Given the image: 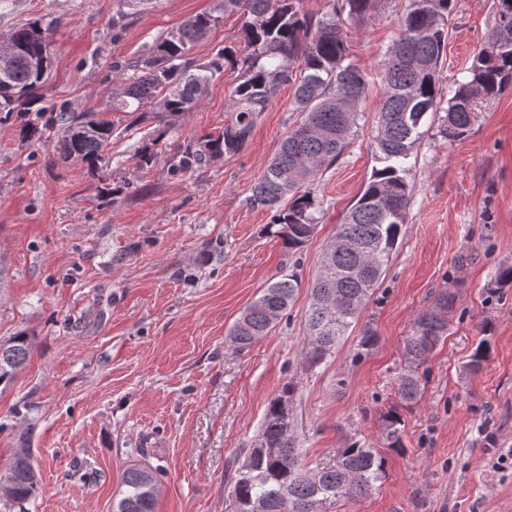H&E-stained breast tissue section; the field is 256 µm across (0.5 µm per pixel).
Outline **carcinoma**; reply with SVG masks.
Masks as SVG:
<instances>
[{
	"label": "carcinoma",
	"mask_w": 512,
	"mask_h": 512,
	"mask_svg": "<svg viewBox=\"0 0 512 512\" xmlns=\"http://www.w3.org/2000/svg\"><path fill=\"white\" fill-rule=\"evenodd\" d=\"M301 0H219L218 11L188 17L160 43L118 69L129 72L115 110L134 114L156 112L171 119L193 111L202 90L228 64L242 70L232 91L234 119L217 136L177 145L170 157L175 172L199 170L209 162L234 154L250 137L259 113L277 97L283 85L292 88L293 111L299 122L279 145L252 187L249 204L273 213L269 227L290 250L313 238L319 223V203L309 183L343 154L357 123V105L370 82L348 53L342 26L345 19L367 13L376 0H334L331 12L317 18L300 8ZM493 0L494 24L474 57L468 75L453 82L447 107L440 106V65L448 41V22L455 0H408L400 34L386 50L381 67L377 160L370 180L337 225L326 247L311 288L306 312L307 336L303 359L313 367L326 361L356 323L374 294L395 251L410 203L405 160L422 137L428 115L443 112L440 134L450 142L467 136L480 103L512 86V16L503 21L501 5ZM246 18L247 53L239 58L224 48L208 63L193 66L190 48L206 38L227 15ZM49 27L34 20L0 35V44L14 50L8 68L7 91L0 90V115L21 120L26 138L47 128H63L56 151L64 159L90 165L102 159L111 144L112 121L92 112L63 109L40 125L26 119L44 78L33 69L35 58L53 59L49 43L35 38ZM300 282L283 274L270 282L236 318L228 336L243 352L271 334L288 315ZM452 295L423 312L405 344V365L396 378L401 402L408 406L421 390L420 367L448 331L446 313ZM31 343L25 335L8 340L0 352V387L9 386L27 361ZM296 384L286 383L267 404L256 445L231 476L227 512H327L341 498L367 494L385 475V457L354 442L338 451L335 462L317 470L303 462L295 429L293 401ZM401 415L384 416L389 447H400ZM26 440L8 467L12 504L19 512L38 492V474ZM158 469L131 465L123 473L124 490L112 512H155Z\"/></svg>",
	"instance_id": "cac0c4a2"
}]
</instances>
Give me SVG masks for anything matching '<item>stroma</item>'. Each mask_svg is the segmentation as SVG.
<instances>
[{"label": "stroma", "instance_id": "obj_1", "mask_svg": "<svg viewBox=\"0 0 512 512\" xmlns=\"http://www.w3.org/2000/svg\"><path fill=\"white\" fill-rule=\"evenodd\" d=\"M218 0H0V33L39 19L54 64L39 107L94 111L117 121L97 170L61 160L55 138L25 139L0 122V341L26 333L32 348L0 391V475L31 429L40 489L27 512H112L126 467L161 470L156 512H224L231 470L259 432L269 400L290 381L308 468L332 464L360 440L386 459L367 495L330 512H512V89L483 102L469 134L451 142L429 116L407 161L408 222L358 323L323 364L303 362L304 313L321 253L379 163L376 134L385 52L407 0H380L346 21L352 60L372 87L349 146L311 190L321 204L297 251L267 234L271 214L251 207L252 185L299 118L290 86L259 116L240 151L193 173H172L177 144L221 134L238 78L225 69L198 107L167 122L112 109L117 64L140 54ZM492 0H457L441 72L463 77L483 46ZM126 14L123 29L113 17ZM239 16L189 52L195 62L242 49ZM159 139L148 167L137 157ZM222 255L203 261L208 244ZM296 273L300 288L274 331L237 352L227 330L269 281ZM453 292L444 341L420 369L421 397L400 401L395 378L418 316ZM373 346L360 350L364 333ZM492 352L476 369L478 343ZM28 404L26 419L14 410ZM402 416L389 448L383 417Z\"/></svg>", "mask_w": 512, "mask_h": 512}]
</instances>
